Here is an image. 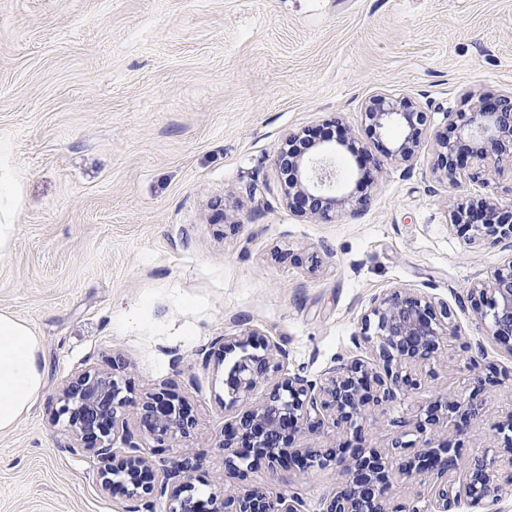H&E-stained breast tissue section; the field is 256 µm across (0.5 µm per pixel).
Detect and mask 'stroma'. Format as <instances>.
<instances>
[{"label":"stroma","instance_id":"stroma-1","mask_svg":"<svg viewBox=\"0 0 512 512\" xmlns=\"http://www.w3.org/2000/svg\"><path fill=\"white\" fill-rule=\"evenodd\" d=\"M401 93L431 115L465 96L512 93V0H0V179L16 227L0 255V312L38 337L44 387L0 434V512H127L103 490L100 461L69 449L59 390L81 369L120 375L133 402L167 387L191 426L156 447L125 416L155 470L196 460L195 497L224 473L219 446L268 389L230 399L235 355L213 343L245 330L288 352L283 373L318 379L336 358L371 361L360 338L373 297L407 289L448 304L457 336L434 377L364 425L383 447L420 435L402 419L435 398L473 396L484 413L451 440L458 465L512 431V349L464 300L512 265V243L468 244L448 226L464 195L512 204V169L460 188L431 170L433 137L412 167L387 161L399 129L364 120L368 98ZM306 129L338 194L369 198L361 216L323 222L283 203L274 159ZM383 158L364 169L361 149ZM494 368L502 385L477 391ZM348 476L330 466L278 475L302 512H324Z\"/></svg>","mask_w":512,"mask_h":512}]
</instances>
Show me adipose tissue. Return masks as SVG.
Returning <instances> with one entry per match:
<instances>
[{
	"instance_id": "ef3b65f1",
	"label": "adipose tissue",
	"mask_w": 512,
	"mask_h": 512,
	"mask_svg": "<svg viewBox=\"0 0 512 512\" xmlns=\"http://www.w3.org/2000/svg\"><path fill=\"white\" fill-rule=\"evenodd\" d=\"M44 375L37 337L23 322L0 314V432L10 430L30 409Z\"/></svg>"
}]
</instances>
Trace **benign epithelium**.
<instances>
[{"mask_svg":"<svg viewBox=\"0 0 512 512\" xmlns=\"http://www.w3.org/2000/svg\"><path fill=\"white\" fill-rule=\"evenodd\" d=\"M365 120L379 131L401 129V139L388 158L406 164L421 148V135L428 114L407 97L377 93L369 98ZM307 134L290 132L277 150L279 168L292 169L293 180L285 181L288 208L328 220L345 204V199L329 194L326 177L305 157L301 141ZM512 166V95L478 97L472 112L456 113V121L435 134L433 171L455 186L467 167L491 172L489 165ZM449 226L472 230L468 244L475 247L512 241V206H503L489 195H474L452 209ZM467 301L488 321L487 331L496 341L512 347V264L498 272L488 285L476 284L468 290ZM454 335L448 306L426 296L394 290L371 300L363 320L361 338L370 344L384 374L359 362L339 358L323 380H309L299 373L279 379L238 428L227 429L219 447L224 449V478L219 491L206 501L194 499L193 479L197 463L184 458L162 473L154 470L150 459L140 451L137 434L118 410L130 404L123 394L120 379L114 374L83 370L62 386L61 413L69 414L73 440L72 451H90L105 462L100 477L109 488L114 478L126 488L130 498L143 499L155 494H169V512H301L297 495L268 494L262 488L240 489L230 479L240 474L237 460L242 449L234 446L236 437L248 444L249 451L264 459L273 470L306 472L313 467L341 466L351 477L329 499L324 512H459L461 504L479 505L501 499L499 491L512 486V471H502L497 455L484 453L472 458L463 482L451 476L455 455L451 444L437 446L424 441L413 456L398 461V471L406 479L424 473L433 476V490L424 507L417 503L390 507L389 473L393 458L409 444L395 442L388 448H374L362 439L363 422L371 406L392 402L417 388L431 374V361L437 357L440 343ZM219 350L227 355L240 352L239 360L225 380L227 391L237 398L251 391L256 380L267 376L277 366L271 364L273 345L247 332L219 340ZM140 420L163 448L187 433L186 401L175 392L160 390L138 407ZM481 405L462 395L441 397L420 410L414 424H448V414L461 413L463 421L451 428L457 433L480 414ZM332 424L336 430H354L355 443L345 441L340 448L327 450L294 448L292 439L304 427ZM124 445V457L117 465L114 437Z\"/></svg>","mask_w":512,"mask_h":512,"instance_id":"1","label":"benign epithelium"}]
</instances>
